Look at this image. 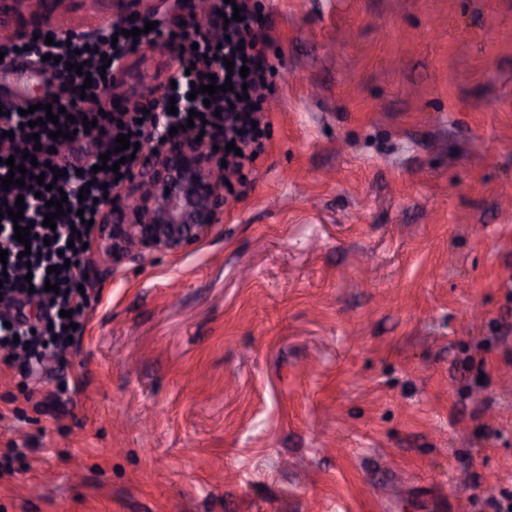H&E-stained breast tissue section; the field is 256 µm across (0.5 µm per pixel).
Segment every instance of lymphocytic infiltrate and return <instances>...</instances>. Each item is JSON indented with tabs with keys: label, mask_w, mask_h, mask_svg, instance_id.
<instances>
[{
	"label": "lymphocytic infiltrate",
	"mask_w": 512,
	"mask_h": 512,
	"mask_svg": "<svg viewBox=\"0 0 512 512\" xmlns=\"http://www.w3.org/2000/svg\"><path fill=\"white\" fill-rule=\"evenodd\" d=\"M207 28L188 31L176 14L165 16L139 14L127 24L115 22L101 25L92 34L74 36L70 41L47 44L45 38L25 34L9 44L0 46V56L12 61L24 56L41 65L48 75L45 105L57 103L66 115L58 123L29 127L19 113L18 104L0 108V177H7L10 168L6 158L22 157L24 151H34L36 165L27 167V175L43 176L45 190L34 192L29 187L11 185L0 189V202L8 208L24 203V218L13 222L0 218V249L7 251L6 275L0 279V362L12 366L22 363L26 375L48 370L51 363L62 362L70 348L67 328L70 324L86 327L90 311L99 297L92 288L84 287L82 274L88 262L86 244L93 241L91 223L97 220L98 202L105 193L115 192L121 180L132 179L137 166L146 154L160 155L163 140L171 127L190 124L191 135L201 136L203 142L217 149L219 160L225 161L228 171L242 172L245 164L253 162L261 148L262 106L272 92L269 81L276 67L264 48L268 38L258 19L256 0H210ZM240 20H233V13ZM153 30H146V22ZM139 29L138 37L122 35V28ZM175 44V87L165 88L156 97L136 102L134 106L119 104L106 112L90 108L85 100L100 96L107 86L101 77L102 69L118 70L125 59L145 45ZM233 68H226V61ZM85 65L86 75H78L76 66ZM248 75H241V68ZM232 82L229 92L216 93L214 101L204 94H193V86ZM246 89L248 97L238 100V89ZM176 113H169V106ZM200 114L190 120V111ZM93 128H85V121ZM68 131L69 146L74 155L53 151L51 137L55 129ZM38 141H31V134ZM128 135L136 144L135 157L121 161L114 151L118 135ZM233 151H226L227 143ZM118 163V171L99 169L101 155ZM61 176H54V169ZM89 188L88 199H80L81 188ZM66 196L68 212L57 218L55 228L45 227L43 221L47 201ZM29 230V244L18 243L16 227ZM31 278H24V271ZM56 284V291L46 290V283ZM36 305V317H28L27 305Z\"/></svg>",
	"instance_id": "1"
}]
</instances>
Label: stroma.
I'll list each match as a JSON object with an SVG mask.
<instances>
[{"label":"stroma","mask_w":512,"mask_h":512,"mask_svg":"<svg viewBox=\"0 0 512 512\" xmlns=\"http://www.w3.org/2000/svg\"><path fill=\"white\" fill-rule=\"evenodd\" d=\"M259 3L263 153L195 247L115 272L91 253L100 301L31 390L0 364V512L512 496V0ZM128 66L127 97L174 61Z\"/></svg>","instance_id":"stroma-1"}]
</instances>
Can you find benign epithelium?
<instances>
[{
    "label": "benign epithelium",
    "mask_w": 512,
    "mask_h": 512,
    "mask_svg": "<svg viewBox=\"0 0 512 512\" xmlns=\"http://www.w3.org/2000/svg\"><path fill=\"white\" fill-rule=\"evenodd\" d=\"M18 3L41 30L75 33L59 25L39 0ZM227 176L205 144L191 137L167 141L160 168L150 178L101 206L98 251L112 260L115 270L150 254H178L191 248L219 222Z\"/></svg>",
    "instance_id": "benign-epithelium-1"
}]
</instances>
